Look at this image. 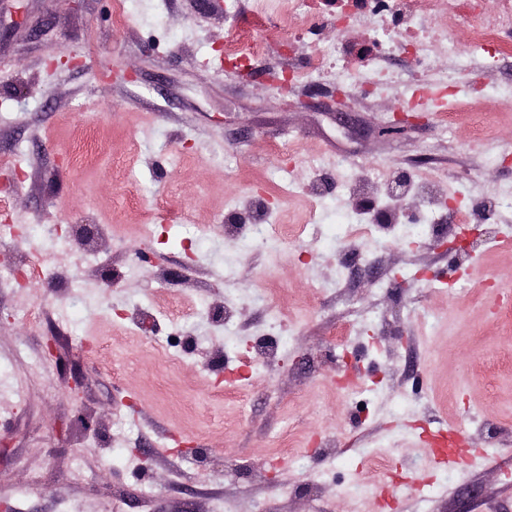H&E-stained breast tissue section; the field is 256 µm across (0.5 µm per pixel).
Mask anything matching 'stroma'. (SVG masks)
Returning <instances> with one entry per match:
<instances>
[{"mask_svg":"<svg viewBox=\"0 0 512 512\" xmlns=\"http://www.w3.org/2000/svg\"><path fill=\"white\" fill-rule=\"evenodd\" d=\"M0 0V251L40 265L0 277V502L13 512H512V466L436 463L438 431L512 455V208L448 286L449 255L383 229L357 256L353 210L312 169L435 168L464 196L512 194L497 103L512 54L477 99L401 136L399 82L325 108L335 80L282 98L285 32L243 75L222 46L251 0ZM246 191L266 238L224 237ZM59 225L58 234L45 232ZM428 270L431 280L417 278ZM385 288H378V281ZM231 310L228 324L213 314ZM262 336L283 339L250 367ZM55 339L62 366L47 365ZM420 487L377 493L383 473Z\"/></svg>","mask_w":512,"mask_h":512,"instance_id":"1","label":"stroma"}]
</instances>
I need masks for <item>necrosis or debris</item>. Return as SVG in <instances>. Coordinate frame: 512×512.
I'll list each match as a JSON object with an SVG mask.
<instances>
[{"label": "necrosis or debris", "mask_w": 512, "mask_h": 512, "mask_svg": "<svg viewBox=\"0 0 512 512\" xmlns=\"http://www.w3.org/2000/svg\"><path fill=\"white\" fill-rule=\"evenodd\" d=\"M270 11L280 18L289 45L306 48L301 63L287 69L294 92L332 73L338 87L357 96L382 94L394 81L390 56L409 53L427 66L414 79L410 104L432 101L437 111L450 112L459 85L440 73L467 70L459 30L482 51L487 69H494L498 56L512 53V0H273ZM344 187L357 208L343 235L356 246L374 238L382 225L405 223L411 211L417 214L416 237L436 240L437 221L452 200L446 182L428 170L398 187L383 171L372 178L348 171ZM407 198L414 208L401 207Z\"/></svg>", "instance_id": "4bbe7bcc"}]
</instances>
